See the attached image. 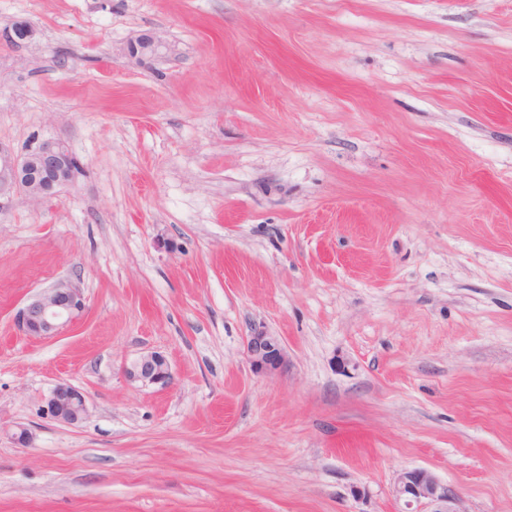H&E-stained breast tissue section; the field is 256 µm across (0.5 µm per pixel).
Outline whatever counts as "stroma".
<instances>
[{"label":"stroma","instance_id":"stroma-1","mask_svg":"<svg viewBox=\"0 0 512 512\" xmlns=\"http://www.w3.org/2000/svg\"><path fill=\"white\" fill-rule=\"evenodd\" d=\"M50 138L76 182L0 201V512H400L414 468L512 512V0H0V144ZM62 279L82 321L19 334ZM164 46L162 39L154 34H142L128 46V57L138 62L155 55ZM246 352L253 370L273 374L286 369L288 359L281 341L263 329H253L246 339ZM123 374L128 381L140 383L142 386L164 387L172 378V368L163 354L150 352L125 365ZM45 411L58 421L75 425L81 422L87 413L86 398L72 385L59 383L46 398Z\"/></svg>","mask_w":512,"mask_h":512}]
</instances>
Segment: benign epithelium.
<instances>
[{
	"label": "benign epithelium",
	"instance_id": "1",
	"mask_svg": "<svg viewBox=\"0 0 512 512\" xmlns=\"http://www.w3.org/2000/svg\"><path fill=\"white\" fill-rule=\"evenodd\" d=\"M164 46L154 34H142L128 46V57L138 62ZM80 170L67 143L47 140L17 157L0 147V196L10 193L25 195L35 202L56 197L72 184ZM86 311V298L79 283L64 280L33 296L15 309L13 322L18 332L35 339L61 335L77 323ZM246 352L253 370L273 374L286 369L288 359L281 341L263 329H253L246 339ZM125 378L143 386L164 387L172 378L168 359L159 352L143 354L123 367ZM50 417L75 425L86 413L84 394L67 383L57 384L45 402ZM395 497L404 502V512H463L459 497L426 469H410L397 475Z\"/></svg>",
	"mask_w": 512,
	"mask_h": 512
}]
</instances>
